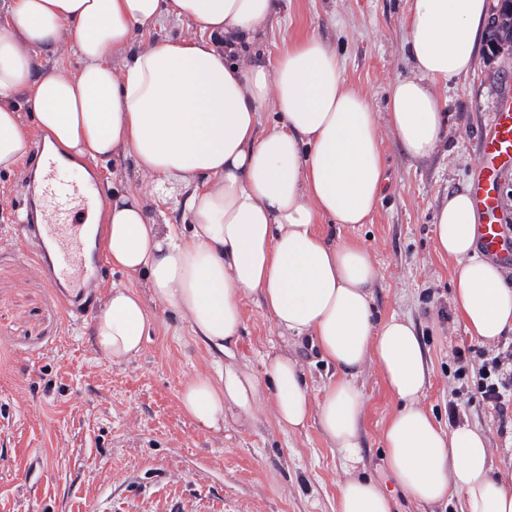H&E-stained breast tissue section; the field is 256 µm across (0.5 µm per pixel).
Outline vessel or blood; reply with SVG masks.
I'll return each mask as SVG.
<instances>
[{
	"label": "vessel or blood",
	"instance_id": "1",
	"mask_svg": "<svg viewBox=\"0 0 512 512\" xmlns=\"http://www.w3.org/2000/svg\"><path fill=\"white\" fill-rule=\"evenodd\" d=\"M512 170V107L499 109L485 135L480 165L472 181L475 209L481 218L478 240L483 254L512 267V237L501 222L498 178ZM42 196L47 204L41 221L27 225L25 240L37 260L47 262L51 285L67 290L74 315H83L86 290L98 278V268L87 252L92 231L81 213L102 204L100 195L83 183L63 180L58 160L44 156L41 165Z\"/></svg>",
	"mask_w": 512,
	"mask_h": 512
}]
</instances>
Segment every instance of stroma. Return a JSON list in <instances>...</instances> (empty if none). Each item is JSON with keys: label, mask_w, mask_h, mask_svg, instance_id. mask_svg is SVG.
<instances>
[{"label": "stroma", "mask_w": 512, "mask_h": 512, "mask_svg": "<svg viewBox=\"0 0 512 512\" xmlns=\"http://www.w3.org/2000/svg\"><path fill=\"white\" fill-rule=\"evenodd\" d=\"M406 0H278L271 27L247 46L256 63L273 64L289 42L314 36L333 46L348 82L383 111L390 85L406 76ZM512 86V53L479 49L473 71L440 88L451 114L447 135L428 159L415 160L383 133L389 173L370 223L328 234L362 244L382 277L373 290L377 319L408 318L429 360L421 406L448 422L456 348L484 349L452 302L455 260L432 245L437 208L469 189L481 141L504 87ZM42 136L30 134L25 169L0 172V512H336L343 459L317 419L286 432L264 404L252 423L226 419L215 432L183 411V383L214 373L223 355L193 335L175 311L152 305L153 325L140 356L115 365L95 346L94 316L68 318L46 267L18 241L19 208L28 172L40 163ZM102 195H140L160 224L184 230L191 190L149 193L133 156L90 164ZM245 328L235 347L239 363L257 370L270 352H285L303 368L311 397L336 373L307 342L280 336L258 298L244 302ZM366 397L359 474L391 487L381 432L396 411L374 367L359 377ZM463 421L482 428L492 448V472L512 474V406L505 417L473 402Z\"/></svg>", "instance_id": "1"}]
</instances>
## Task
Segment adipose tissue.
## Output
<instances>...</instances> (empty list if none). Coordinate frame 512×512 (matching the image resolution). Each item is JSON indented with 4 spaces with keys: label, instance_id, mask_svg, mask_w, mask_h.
<instances>
[{
    "label": "adipose tissue",
    "instance_id": "ef3b65f1",
    "mask_svg": "<svg viewBox=\"0 0 512 512\" xmlns=\"http://www.w3.org/2000/svg\"><path fill=\"white\" fill-rule=\"evenodd\" d=\"M276 0H6L0 31V170L20 169L29 134L26 102L47 146L70 159L132 155L154 193L193 185L190 233L149 217L139 196L121 195L104 213L102 249L113 267L141 281L114 287L94 322L98 349L115 364L138 357L152 324L149 302L187 318L193 335L227 356L216 375L199 374L180 393L200 427L226 415L253 418L271 402L291 432L317 419L345 468L360 457L366 400L358 378L375 365L398 410L382 429L396 487L418 503L459 496L467 512H512V479L492 477L483 432L442 428L419 400L428 360L407 319L374 316L380 266L362 245L321 229L367 223L388 180L381 125L406 153L431 156L441 143L438 85L466 76L489 16V0H407L411 70L397 79L384 115L347 83L335 49L316 37L293 42L270 66L239 53L264 33ZM196 25L199 39L134 49L137 30L162 14ZM70 46L73 74L35 71V53ZM126 56L114 71L113 56ZM277 122L258 132L263 106ZM470 193L448 196L434 223L437 254L458 263L454 305L476 339L512 332V286L477 255ZM258 297L280 335L309 338L338 374L311 401L297 360L267 356L260 372L232 362L244 325L242 302ZM336 512H391V494L351 476Z\"/></svg>",
    "mask_w": 512,
    "mask_h": 512
}]
</instances>
